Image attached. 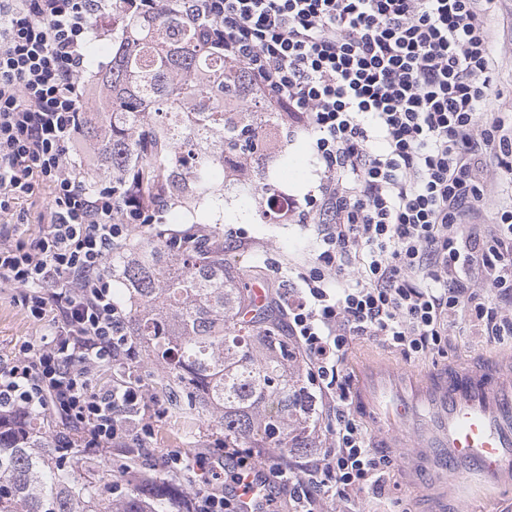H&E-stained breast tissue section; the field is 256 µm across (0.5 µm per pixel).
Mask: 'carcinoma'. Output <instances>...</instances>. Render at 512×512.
<instances>
[{
	"instance_id": "cac0c4a2",
	"label": "carcinoma",
	"mask_w": 512,
	"mask_h": 512,
	"mask_svg": "<svg viewBox=\"0 0 512 512\" xmlns=\"http://www.w3.org/2000/svg\"><path fill=\"white\" fill-rule=\"evenodd\" d=\"M97 97L80 113L97 176L152 204L224 209V186L258 192L263 170H242L268 128L288 137V115L249 69L207 39L174 4L161 13L112 11L110 60L90 55ZM129 307L128 332L162 370L174 405L212 419L229 448L312 447L314 395L282 320L224 259V238L186 232L176 246L154 229L112 259ZM31 415L0 419V512H175L161 480L139 477L112 494L96 454L73 470Z\"/></svg>"
}]
</instances>
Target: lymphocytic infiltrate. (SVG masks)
I'll use <instances>...</instances> for the list:
<instances>
[{"label":"lymphocytic infiltrate","mask_w":512,"mask_h":512,"mask_svg":"<svg viewBox=\"0 0 512 512\" xmlns=\"http://www.w3.org/2000/svg\"><path fill=\"white\" fill-rule=\"evenodd\" d=\"M187 16L244 62L304 135L322 174L289 197L288 216L314 225L315 260L296 268L288 334L308 380L333 403L332 447L306 476L266 467L250 448L176 453L170 472L207 469L189 512H239L232 487L271 472L296 512L331 500L352 512L380 489L376 457L348 409L342 363L357 339L379 338L404 358L445 354L450 329L512 335V201L487 236L474 230L490 183L512 185V114L494 104L498 61L488 17L496 0H183ZM111 0H0V215L27 223L42 196L34 237L0 239V288L24 289L50 338L0 363V415L47 413L62 445L107 451L150 437L137 382L100 389L103 368L136 358L127 315L104 263L132 225L162 223L166 202L143 205L111 186L88 187L73 161L86 107L93 19ZM484 273L495 300L478 297Z\"/></svg>","instance_id":"obj_1"}]
</instances>
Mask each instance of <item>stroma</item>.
I'll return each instance as SVG.
<instances>
[{
    "label": "stroma",
    "mask_w": 512,
    "mask_h": 512,
    "mask_svg": "<svg viewBox=\"0 0 512 512\" xmlns=\"http://www.w3.org/2000/svg\"><path fill=\"white\" fill-rule=\"evenodd\" d=\"M490 23L496 32L492 52L499 63L496 82V105L512 113V0H502L491 13ZM319 167L304 137L289 142L284 156L265 167V182L278 194L304 196L319 183ZM209 227L217 233L234 229L244 231L246 245L225 244L224 256L245 279H259L266 292V302L276 314H283L286 295L297 281L290 271L295 266L315 259L319 242L313 227L297 220L271 221L261 213L258 198L239 195L234 188L224 192V210L214 215ZM21 291L0 288V359L8 358L22 343L39 344L49 332L48 326L30 322L20 305ZM512 344L493 341L472 326L453 329L448 338L446 356L405 360L398 352L381 341H355L347 360L363 356H383L398 365L422 369L444 364L463 363L482 355L505 353ZM161 369L146 359H137L133 368L115 367L97 376L98 387L136 380L147 390L148 400L165 403L170 394L161 386ZM224 434L207 417L188 411H168L158 422L155 434L134 458L124 451L113 450L105 465L113 475H120L123 464L134 461L146 476L162 477L163 457L173 451L207 452L216 450ZM401 499L405 512H421L416 491L401 482L397 470H390L381 492L367 495L359 505L361 512H390L392 499Z\"/></svg>",
    "instance_id": "obj_1"
}]
</instances>
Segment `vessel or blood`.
I'll use <instances>...</instances> for the list:
<instances>
[{"label": "vessel or blood", "mask_w": 512, "mask_h": 512, "mask_svg": "<svg viewBox=\"0 0 512 512\" xmlns=\"http://www.w3.org/2000/svg\"><path fill=\"white\" fill-rule=\"evenodd\" d=\"M357 414L374 422L377 448L404 449L400 470L424 512H451L472 486L512 483V365L483 357L426 373L379 360L358 366ZM456 476L446 484V475Z\"/></svg>", "instance_id": "1"}]
</instances>
